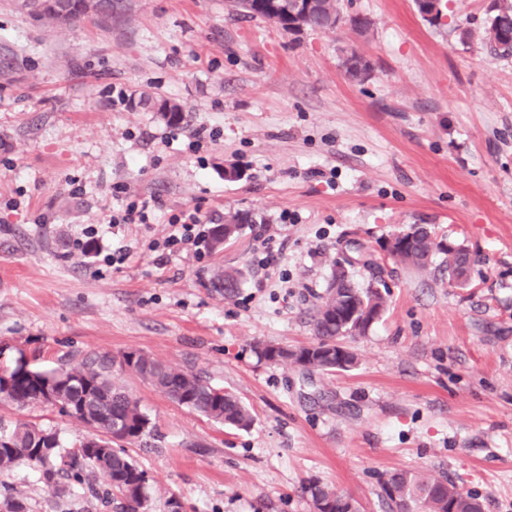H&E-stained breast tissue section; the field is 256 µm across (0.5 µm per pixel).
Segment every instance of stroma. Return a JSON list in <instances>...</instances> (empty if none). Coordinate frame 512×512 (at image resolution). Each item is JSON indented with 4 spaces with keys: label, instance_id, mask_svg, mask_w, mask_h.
I'll list each match as a JSON object with an SVG mask.
<instances>
[{
    "label": "stroma",
    "instance_id": "stroma-1",
    "mask_svg": "<svg viewBox=\"0 0 512 512\" xmlns=\"http://www.w3.org/2000/svg\"><path fill=\"white\" fill-rule=\"evenodd\" d=\"M129 2L130 21L61 29L0 0V371L22 356L43 371L114 357L113 381L150 420L125 446L150 512L173 495L183 512H313L314 484L385 512L381 483L400 470L512 512V55L483 45L490 0H442L436 21L413 0H340L366 32L298 34L229 15L225 0ZM351 50L362 78L341 66ZM115 86L133 99L119 112ZM160 100L186 121L164 122ZM200 127L211 135L194 151ZM123 186L160 200L150 223L110 224ZM185 208L210 228L236 212L252 222L159 263L148 244ZM414 224L468 248V287L435 264L394 268L382 317L344 340L355 368L260 359L259 343L312 344L346 245L376 252ZM120 243L130 257L107 263ZM228 268L244 273L230 298L215 285ZM130 351L233 393L252 426L172 403L122 364ZM24 423L67 448L88 435L58 408L0 401V427ZM7 498L113 512L24 462L0 474Z\"/></svg>",
    "mask_w": 512,
    "mask_h": 512
}]
</instances>
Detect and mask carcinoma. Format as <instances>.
Wrapping results in <instances>:
<instances>
[{
    "instance_id": "1",
    "label": "carcinoma",
    "mask_w": 512,
    "mask_h": 512,
    "mask_svg": "<svg viewBox=\"0 0 512 512\" xmlns=\"http://www.w3.org/2000/svg\"><path fill=\"white\" fill-rule=\"evenodd\" d=\"M83 0H69L59 11L48 0H22V7L35 21L71 27L85 20ZM103 22L124 19L127 0H105ZM229 14L248 18L269 16L267 0H227ZM496 18L490 20L485 43L497 54L512 48V0H495ZM341 14L339 0H322L310 19V29L333 30L332 18ZM412 240L393 262L405 267L425 269L440 256L454 279L457 268L468 258L453 250H445L425 228L410 227ZM362 266L372 272L373 285L358 288L351 276L332 278L313 318L315 343L295 350L273 343L257 345L259 357L272 364L299 366L308 358L307 370L333 371L338 358L349 366L356 363L355 354L338 343L346 336H360L380 317L385 308L381 287L384 265L367 260ZM241 272L227 271L218 279L228 296L240 287ZM123 364L136 372L171 402L237 429L252 424V416L234 394L216 388L201 376L176 369L141 352L123 356ZM114 359L108 354H89L70 371L78 375L70 385H53L60 411L82 423L96 418L105 430L113 429L116 440H104L96 451L95 463L88 466L73 450L64 449L57 433L29 426H19L9 433L0 432V471L26 461L38 468L47 485L56 484L60 475L82 485L89 469L99 473L106 486V499L118 502L120 512H139L150 498L146 473L128 456L121 444L148 434L149 418L123 387L112 382ZM40 389L36 383L22 381L3 395V400L19 405L35 404ZM314 512H358L356 501L341 491L313 485L309 488ZM383 499L389 512H483L480 501L444 478H428L411 470L397 471L382 482Z\"/></svg>"
}]
</instances>
